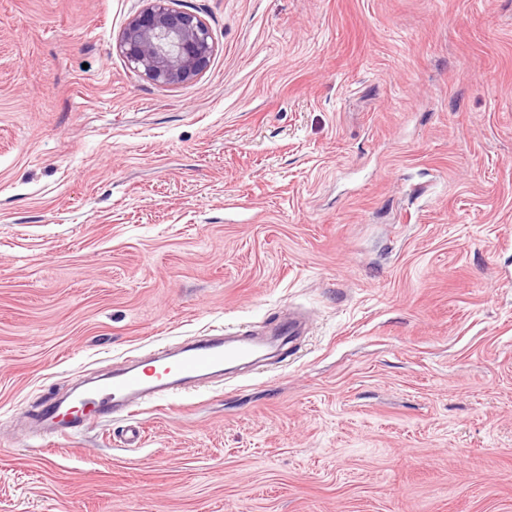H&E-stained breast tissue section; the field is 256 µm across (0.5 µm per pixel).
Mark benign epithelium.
<instances>
[{"mask_svg": "<svg viewBox=\"0 0 512 512\" xmlns=\"http://www.w3.org/2000/svg\"><path fill=\"white\" fill-rule=\"evenodd\" d=\"M145 2L117 38L129 70L161 86L197 80L214 53L208 24L201 16L175 7V0Z\"/></svg>", "mask_w": 512, "mask_h": 512, "instance_id": "benign-epithelium-1", "label": "benign epithelium"}]
</instances>
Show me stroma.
I'll return each instance as SVG.
<instances>
[{
    "mask_svg": "<svg viewBox=\"0 0 512 512\" xmlns=\"http://www.w3.org/2000/svg\"><path fill=\"white\" fill-rule=\"evenodd\" d=\"M0 0V512H512V0ZM308 311L274 369L50 446L25 409ZM175 1L145 0V8L127 21L117 38L129 70L161 86L197 80L214 53L206 21L175 7Z\"/></svg>",
    "mask_w": 512,
    "mask_h": 512,
    "instance_id": "1",
    "label": "stroma"
}]
</instances>
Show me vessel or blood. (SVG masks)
Segmentation results:
<instances>
[{"label": "vessel or blood", "instance_id": "obj_1", "mask_svg": "<svg viewBox=\"0 0 512 512\" xmlns=\"http://www.w3.org/2000/svg\"><path fill=\"white\" fill-rule=\"evenodd\" d=\"M306 330L304 320L297 315L279 319L274 334L281 346L294 347ZM265 345L247 334L229 338L205 336L185 347L179 353H158L151 367H133L112 374L105 382L73 400L51 399L29 411L28 416L43 441L67 439L78 434L85 414L105 419L120 413L127 420L124 443L135 448L142 434L135 417L145 399L163 392L181 388L229 367L261 360Z\"/></svg>", "mask_w": 512, "mask_h": 512}]
</instances>
